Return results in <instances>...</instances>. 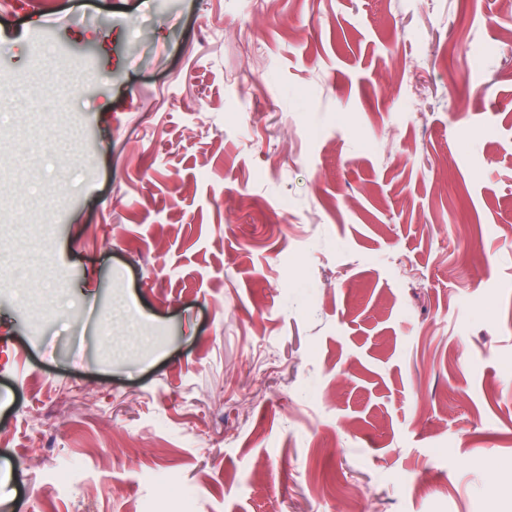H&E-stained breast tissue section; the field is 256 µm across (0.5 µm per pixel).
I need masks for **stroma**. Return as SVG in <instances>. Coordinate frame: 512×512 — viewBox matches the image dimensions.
I'll list each match as a JSON object with an SVG mask.
<instances>
[{
	"mask_svg": "<svg viewBox=\"0 0 512 512\" xmlns=\"http://www.w3.org/2000/svg\"><path fill=\"white\" fill-rule=\"evenodd\" d=\"M178 484L512 512V0H0V512Z\"/></svg>",
	"mask_w": 512,
	"mask_h": 512,
	"instance_id": "35a3bbf8",
	"label": "stroma"
}]
</instances>
